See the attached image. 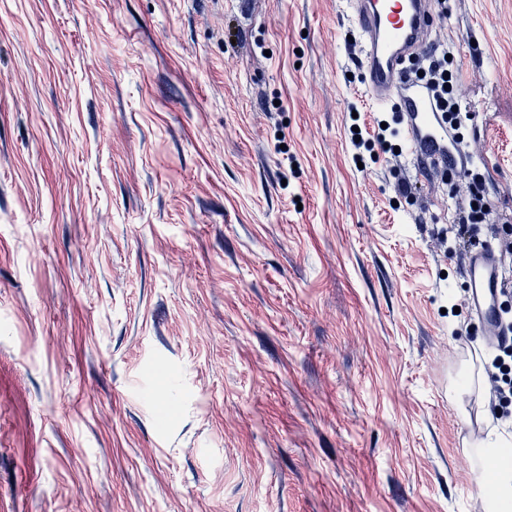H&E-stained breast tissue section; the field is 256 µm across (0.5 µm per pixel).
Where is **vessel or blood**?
<instances>
[{
  "instance_id": "vessel-or-blood-1",
  "label": "vessel or blood",
  "mask_w": 512,
  "mask_h": 512,
  "mask_svg": "<svg viewBox=\"0 0 512 512\" xmlns=\"http://www.w3.org/2000/svg\"><path fill=\"white\" fill-rule=\"evenodd\" d=\"M436 0H348L350 18L363 44L361 67L366 91L379 105L395 104L403 113V148L432 154L448 143V122L436 112L427 90L409 83L407 62L429 43ZM472 309L482 335L499 330L496 290L501 280L493 248L480 246L465 258Z\"/></svg>"
}]
</instances>
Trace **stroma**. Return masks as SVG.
Returning <instances> with one entry per match:
<instances>
[{
	"instance_id": "1",
	"label": "stroma",
	"mask_w": 512,
	"mask_h": 512,
	"mask_svg": "<svg viewBox=\"0 0 512 512\" xmlns=\"http://www.w3.org/2000/svg\"><path fill=\"white\" fill-rule=\"evenodd\" d=\"M432 40L512 222V0ZM362 54L345 0H0V512H482L469 188L354 164Z\"/></svg>"
}]
</instances>
